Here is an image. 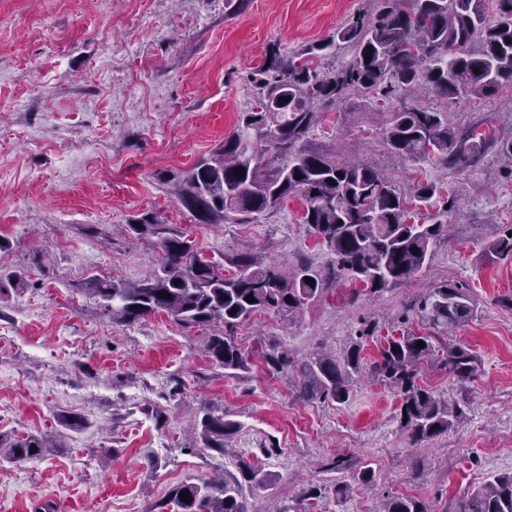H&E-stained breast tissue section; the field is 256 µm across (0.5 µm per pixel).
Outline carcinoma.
Here are the masks:
<instances>
[{"mask_svg": "<svg viewBox=\"0 0 512 512\" xmlns=\"http://www.w3.org/2000/svg\"><path fill=\"white\" fill-rule=\"evenodd\" d=\"M377 2L375 20L358 17L324 43L293 53L272 45L255 79L258 92L252 106L240 113L234 130L191 168L165 177L180 204L202 224L252 223L288 197H300L303 223L330 252L326 268L303 259L284 273L251 250H237L224 257L232 268L226 275L224 267L199 257L188 235L145 215L128 228L157 237L159 263L135 282L91 275L79 291L98 300L120 324L165 312L184 327L219 325L207 338L205 352L224 369L236 371L246 369L248 358L234 331L255 314L272 312L292 323L343 279L377 293L416 277L444 238L448 209L430 215L428 224H415L408 221L409 202L425 205L437 188L419 182L406 194L375 166L314 148L308 137L320 111L336 109L353 93L424 89L452 101L464 95L485 97L501 81H512V0H497L493 22L486 18L487 0ZM329 48L348 59L322 69L316 62ZM383 134L389 152L410 161L431 159L446 168L469 166L489 145L512 158V137L460 133L448 124L447 113L434 109L403 106L388 112ZM239 168L245 175L233 174ZM307 277L315 284H307ZM249 294L255 302L245 301ZM417 312L447 335L470 322L476 309L463 286L445 281L422 295ZM419 341L424 346H417ZM436 341V336L412 330L388 337L369 366L371 377L397 394L400 429L415 446L448 433L463 416L459 403L418 381L419 365L434 355ZM360 353L356 343L340 356L318 354L294 367L298 396L347 402L361 369ZM265 359L277 371L291 367L276 344ZM441 366L464 385L474 378L477 357L466 345L450 344ZM200 413V447L224 454V440L240 431L241 424L206 408ZM47 447L41 435L0 436L9 462L39 457ZM351 478L368 486L378 473L364 463ZM270 484L262 468L242 462L235 473L224 469L199 483L174 487L157 512H258L250 499ZM382 512L428 510L415 498L394 496ZM451 512H512V474L488 480L458 500Z\"/></svg>", "mask_w": 512, "mask_h": 512, "instance_id": "cac0c4a2", "label": "carcinoma"}]
</instances>
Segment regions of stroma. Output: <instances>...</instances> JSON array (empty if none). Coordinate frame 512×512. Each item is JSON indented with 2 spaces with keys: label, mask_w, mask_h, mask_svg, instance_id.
<instances>
[{
  "label": "stroma",
  "mask_w": 512,
  "mask_h": 512,
  "mask_svg": "<svg viewBox=\"0 0 512 512\" xmlns=\"http://www.w3.org/2000/svg\"><path fill=\"white\" fill-rule=\"evenodd\" d=\"M375 0H0V279L25 288L0 295V435L39 434L41 457L0 461V512H154L175 485L210 478L239 459L261 464L273 483L260 512H378L389 494L452 504L493 476L512 473V256L490 255L512 233V165L495 149L447 169L390 157L383 108L405 105L354 94L321 114L309 140L349 159L384 163L400 188L432 182L452 200L450 231L415 278L349 301L341 281L294 323L261 313L236 331L247 370L230 373L204 351L205 329L163 312L112 323L77 287L94 274L143 278L155 238L128 228L144 215L185 232L212 261L243 244L292 271L301 258L327 263L325 245L291 197L250 224L198 223L160 180L209 155L251 107L253 77L270 44L289 52L327 39ZM417 106L447 111L458 131L512 130V82L487 97ZM466 285L477 316L451 339L468 345L479 368L466 388L425 361L419 383L454 398L465 416L445 435L411 447L399 427V399L361 377L344 404L304 401L288 374L271 372L260 345L283 344L294 363L325 344L361 343L364 363L386 337L426 333L411 307L427 288ZM373 338L359 340L365 324ZM240 423L225 453L200 450L192 411ZM85 417L70 430L61 414ZM341 455L372 462L379 477L353 485L321 464ZM322 495L305 507L304 484ZM346 493H337L340 484Z\"/></svg>",
  "instance_id": "1"
}]
</instances>
